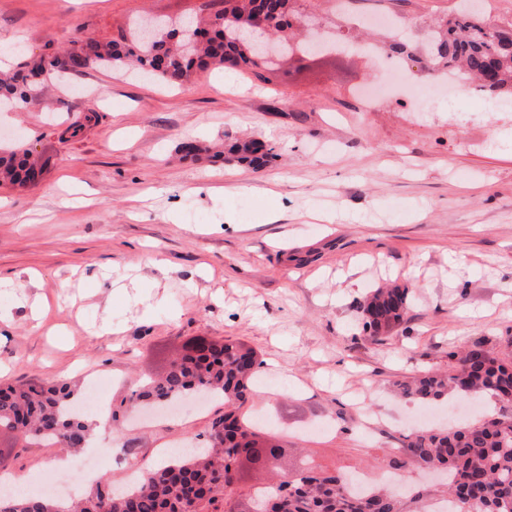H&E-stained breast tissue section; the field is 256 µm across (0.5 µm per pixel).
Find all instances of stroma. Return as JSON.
<instances>
[{
	"label": "stroma",
	"mask_w": 512,
	"mask_h": 512,
	"mask_svg": "<svg viewBox=\"0 0 512 512\" xmlns=\"http://www.w3.org/2000/svg\"><path fill=\"white\" fill-rule=\"evenodd\" d=\"M211 0H0V62L18 68L76 38L103 42L152 14H194ZM303 0L321 28L356 48L268 81L215 69L184 86L91 67L47 77L27 108L0 111V148L46 162L41 182L0 184V384L75 385L86 415L94 381L124 411L146 377L199 336L229 338L260 363L244 411L264 415L286 454L374 474L422 411L434 426L501 411L491 400L432 404L395 396V380L444 372L463 346L512 343V111H487L475 86L453 102L407 90L447 82L422 63L359 49L353 15L383 13L419 40L458 0ZM398 68L405 89L363 107L362 89ZM259 139L261 170L221 150ZM199 146L182 158L180 146ZM409 290L403 323L383 343L360 331L373 289ZM224 401L199 412L104 426L90 454L103 479L129 481L119 454L205 435ZM56 451L0 434V479L66 497Z\"/></svg>",
	"instance_id": "1"
}]
</instances>
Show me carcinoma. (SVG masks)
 <instances>
[{
  "label": "carcinoma",
  "instance_id": "1",
  "mask_svg": "<svg viewBox=\"0 0 512 512\" xmlns=\"http://www.w3.org/2000/svg\"><path fill=\"white\" fill-rule=\"evenodd\" d=\"M266 34L288 38V17L305 23L299 0H268ZM256 0H222V7L197 19L155 21L151 49L141 47L143 20H133L129 36L109 42L73 40L63 52L41 58L11 73H0V100L27 104L37 83L29 76L77 71L89 66L115 68L127 64L169 86H181L198 71L223 68L239 71L273 64L257 58L248 27L255 19ZM389 50L412 59L417 46L394 38ZM427 60L434 69H459L479 82L480 91L498 105H512V21L491 24L485 11L462 0L457 12L438 24L427 42ZM236 161L261 168L274 157L273 147L257 139L235 144ZM42 167L30 153L0 148V180L35 185ZM409 302L397 286L376 288L361 304V327L367 339L381 343L399 324ZM446 373H427L394 387L409 399L433 402L452 392L491 393L512 405V352H491L480 345L453 355ZM259 367L252 350L232 340L196 338L187 343L166 373L132 394L134 405L168 407L189 395L217 393L224 413L209 427L206 452L194 449L150 467L122 492L104 494L101 485L79 501L63 505L51 498L18 499L0 495V512H228L238 490L244 456L251 465L265 464L263 449L276 440L249 424L241 409L253 398L251 381ZM75 392L65 382L19 383L0 387V430L18 434L29 444L78 451L89 442L91 429L75 405ZM381 465L397 472L409 465L444 472L443 496L452 512H512V414L463 424L448 430H415L391 449ZM341 470L307 466L291 481L266 486L252 496L253 512H413L399 494L373 488L359 496L349 489Z\"/></svg>",
  "mask_w": 512,
  "mask_h": 512
}]
</instances>
